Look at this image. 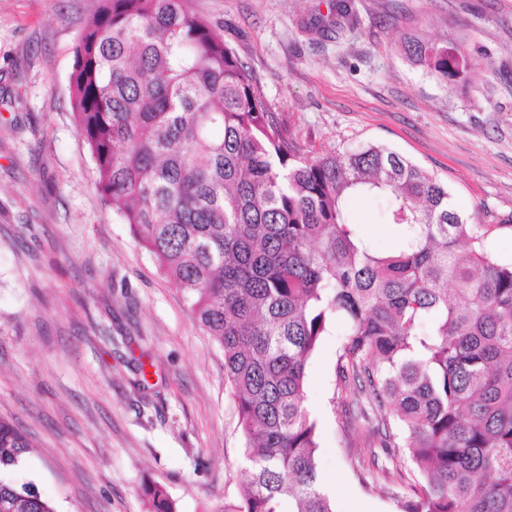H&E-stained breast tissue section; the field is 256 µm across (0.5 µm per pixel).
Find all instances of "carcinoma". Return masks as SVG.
Listing matches in <instances>:
<instances>
[{
  "instance_id": "1",
  "label": "carcinoma",
  "mask_w": 512,
  "mask_h": 512,
  "mask_svg": "<svg viewBox=\"0 0 512 512\" xmlns=\"http://www.w3.org/2000/svg\"><path fill=\"white\" fill-rule=\"evenodd\" d=\"M101 2L73 50V115L104 205L224 353L249 472L224 512H336L305 388L338 319L334 394L359 469L402 487L405 512H512V259L490 249L504 225L468 223L447 186L385 147L303 153L187 0ZM404 51L461 78L446 43ZM369 197L394 251L349 217ZM30 448L0 417V512H55L12 478ZM394 448L412 469L379 465ZM142 493L146 512H178L163 486Z\"/></svg>"
}]
</instances>
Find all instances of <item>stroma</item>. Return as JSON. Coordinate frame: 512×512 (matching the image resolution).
Here are the masks:
<instances>
[{
    "label": "stroma",
    "mask_w": 512,
    "mask_h": 512,
    "mask_svg": "<svg viewBox=\"0 0 512 512\" xmlns=\"http://www.w3.org/2000/svg\"><path fill=\"white\" fill-rule=\"evenodd\" d=\"M328 2L188 5L253 70L305 153L395 150L447 184L468 223L499 225L491 248L511 259L512 0H349L352 23L309 31ZM98 6L0 0V416L34 443L14 477L56 512H144L149 484L178 512H223L247 481L224 353L102 205L73 118V46ZM411 36L456 48L463 78L409 62ZM350 211L375 248L398 247L381 200ZM343 340L336 325L307 366L323 485L338 512H401L397 486L365 487L344 445Z\"/></svg>",
    "instance_id": "stroma-1"
}]
</instances>
